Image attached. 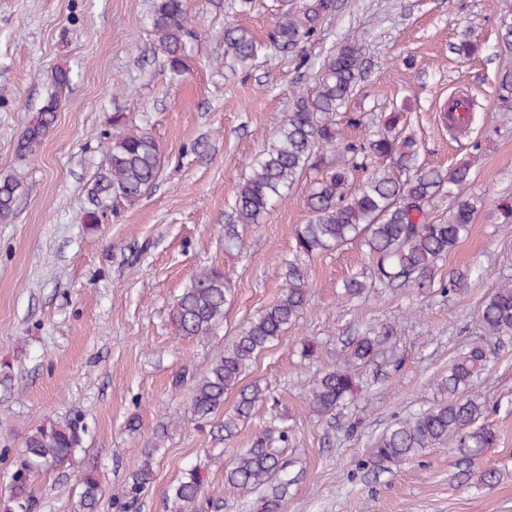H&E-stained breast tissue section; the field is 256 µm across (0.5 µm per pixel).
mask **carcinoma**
Masks as SVG:
<instances>
[{
  "label": "carcinoma",
  "mask_w": 512,
  "mask_h": 512,
  "mask_svg": "<svg viewBox=\"0 0 512 512\" xmlns=\"http://www.w3.org/2000/svg\"><path fill=\"white\" fill-rule=\"evenodd\" d=\"M335 13L336 0H280L277 17L262 43L248 29L227 21L222 34L224 58L245 65L262 51L293 54ZM147 21L157 35L167 68L175 74L184 72L189 47L200 37L189 16L188 0H151ZM498 40L512 46V5L500 19ZM364 79L362 46L341 45L324 62L315 89L296 95L274 137L251 159L249 175L237 185L234 203L224 212V250L241 252L247 229L262 223L301 177L310 179L305 197L308 218L296 226L292 256L284 262L281 296L233 337L224 347V356L205 375L193 379L194 416L206 421L224 412L221 428L226 441L269 398L260 385L244 382L245 373L307 309L311 298L308 258L362 239L372 258V273L369 278L351 276L343 281L341 297L348 300L361 297L371 281L393 291L439 288L451 294L486 275L479 265L442 272V263L468 234L484 206L482 197L468 193L471 172L467 164L446 170L422 165L420 147L406 133L407 116L402 112H384L375 123L365 113L352 116L348 123L364 126L368 134L357 140L345 136L337 116ZM71 81V69L55 71L53 90L17 140L19 158L33 155L53 128L62 94ZM493 109L512 112L511 72L500 78ZM162 166L156 140L144 130L127 128L123 113H112V136L87 191L84 222L98 224L115 204L139 201L156 184ZM357 171L364 178L355 186ZM18 189L15 177H0V221L12 216ZM443 196L448 198V213L432 215ZM230 295L220 268L210 267L196 275L170 311L177 334L198 337L210 333L224 320ZM476 323L483 339L459 353L448 366V375L437 383L448 398L388 427L371 449L368 463L372 469L390 471L447 440L473 462L496 443L494 429L482 421L484 404L472 386L489 362L487 342L512 336V282L486 296ZM392 331L391 326L379 332L367 329L346 342L336 365L313 380L308 405L324 418H335L361 391L358 369L384 352V337ZM230 392L236 399L226 411L224 398ZM82 431L75 419H48L26 435V454L12 474L5 512H36L32 478L74 458ZM266 439L264 433L252 447L234 451L224 480L245 493H262L264 512H285L291 479L278 453L266 447ZM152 480L153 469L147 461L112 495L117 512H131ZM79 483L83 512H96L102 493L98 479L84 472ZM200 493V475L192 468L171 490L173 512H185Z\"/></svg>",
  "instance_id": "carcinoma-1"
}]
</instances>
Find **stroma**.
<instances>
[{"label": "stroma", "instance_id": "1", "mask_svg": "<svg viewBox=\"0 0 512 512\" xmlns=\"http://www.w3.org/2000/svg\"><path fill=\"white\" fill-rule=\"evenodd\" d=\"M272 3L257 0L240 15L237 0H189L201 38L175 77L156 55L147 0H0V177L20 181L13 216L0 221V507L25 436L53 417L79 419L83 449L36 476L37 512H82L78 477L86 471L103 488L97 512H116L113 492L147 461L154 479L136 512H170L168 494L192 467L202 481L193 512H261L260 493L225 483L224 417H194L191 380L277 301L282 262L306 221L309 181L250 227L242 252L224 250V212L296 93L312 90L324 59L355 42L366 78L348 114L406 104L424 164L470 166L469 190L485 206L444 266L477 264L487 274L449 296L372 288L344 302L342 280L370 266L364 247L353 240L315 255L309 307L246 373L272 400L233 445L248 448L270 433L268 447L296 479L286 512H512V338L492 343L491 362L474 380L494 448L472 464L444 443L389 473L366 464L391 424L439 399L436 379L478 339L481 302L512 279V230L495 215L498 200L512 196V113L493 109L498 81L512 71V49L497 39L506 2L338 0L301 46L307 65L278 55L231 71L218 38L225 20L264 38ZM464 39L479 47L468 58L454 51ZM65 65L74 78L56 123L33 156L18 159L15 144ZM458 94L474 102L464 132L439 119ZM116 111L157 140L163 169L142 199L93 227L82 213ZM213 266L233 287L223 322L205 336L177 335L175 297ZM386 322L397 326L386 357L360 368L362 394L326 421L306 402L317 372L332 367L347 337ZM305 341L318 347L313 359L300 355ZM179 374L187 381L177 387ZM489 467L499 479L485 485L475 473Z\"/></svg>", "mask_w": 512, "mask_h": 512}]
</instances>
